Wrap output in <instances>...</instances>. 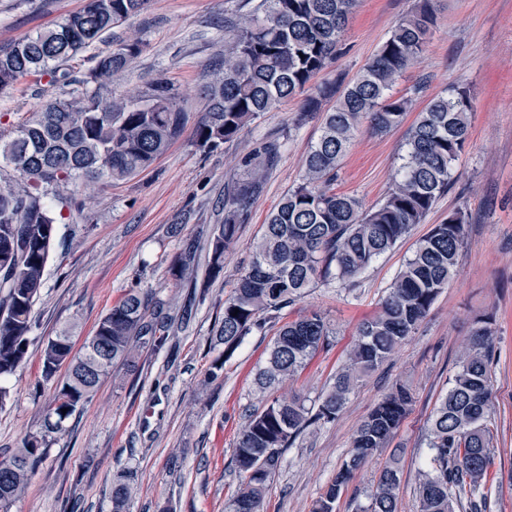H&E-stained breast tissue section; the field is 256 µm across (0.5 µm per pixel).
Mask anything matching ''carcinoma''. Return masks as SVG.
<instances>
[{
    "label": "carcinoma",
    "mask_w": 512,
    "mask_h": 512,
    "mask_svg": "<svg viewBox=\"0 0 512 512\" xmlns=\"http://www.w3.org/2000/svg\"><path fill=\"white\" fill-rule=\"evenodd\" d=\"M149 0H84L58 24L0 47V91L28 76L67 79L66 65L104 35L139 15ZM356 0H260L237 19L224 20V57L203 94L205 112L194 124L191 143L214 151L236 140L266 112L305 96L301 119L320 112L334 94L329 84H312L342 51L341 36ZM436 22L432 0L392 29L375 56L341 93L336 108L323 113L321 134L305 159L301 182L290 188L267 216L252 261L224 300L214 336L223 350L212 362L217 377L253 329H276L265 365L255 375L262 392L301 372L329 345L331 328L317 312L280 322L281 312L301 300L321 277L336 272L350 281L392 249L410 227L424 221L448 191L453 165L470 137L471 94L466 87L433 98L406 134L407 154L392 188L376 207L334 192L332 185L353 136L362 123L377 134L399 128L412 101L392 89L411 65L421 62ZM137 38L120 40L96 57L95 65L69 97L49 102L21 121L0 129V159L14 177H0V380L12 376L28 356L32 311L44 284L58 224L55 204L72 202L71 188L110 187L148 169L181 137L188 113L162 80L144 93L107 99L101 89L142 53ZM279 145L261 144L244 158L245 178L224 194V222L206 246L208 276L224 271L225 252L266 174ZM465 216L451 212L419 241L389 288L380 310L358 327L357 343L315 411L297 394L274 397L246 414L234 448L239 478L225 512H264L267 482L281 466L286 448L315 423L336 419L356 382L388 360L415 332L439 293L448 286L461 254ZM196 254L183 253L172 275L186 277ZM150 296L127 292L99 321L95 337L109 356L72 354L70 329L49 337L41 351L43 377L55 382L44 431L0 460V512L24 493L41 460L47 438L97 390L117 364L137 369L136 347L161 350L168 318L150 311ZM493 318L476 321L451 387L436 408L427 436L429 464L419 485L420 512H486L484 488L491 466L493 409L491 365ZM66 372L61 380L56 374ZM413 396L399 386L386 395L358 427L343 467L316 500L313 512H335L336 501L354 473L389 447ZM400 466L397 451L379 470L371 512H398ZM131 487L112 485V512H126Z\"/></svg>",
    "instance_id": "carcinoma-1"
}]
</instances>
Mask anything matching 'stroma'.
<instances>
[{
    "label": "stroma",
    "instance_id": "1",
    "mask_svg": "<svg viewBox=\"0 0 512 512\" xmlns=\"http://www.w3.org/2000/svg\"><path fill=\"white\" fill-rule=\"evenodd\" d=\"M258 0H151L149 8L114 29L116 39L139 38L142 54L108 93L146 91L162 77L190 118L205 108L201 89L224 51V20L247 14ZM84 0H0V46L60 22ZM416 0H358L343 37L344 52L317 83L344 88L377 53ZM437 23L421 64L407 68L393 87L411 98L408 121L428 100L453 87L472 97L470 138L451 185L425 220L412 226L354 284L318 282L283 310L292 320L320 313L333 333L329 345L291 380L286 393L314 404L333 384L360 322L374 314L417 242L462 211L466 236L457 271L427 317L375 372L351 391L335 421L310 427L269 479L267 512H312L315 500L347 460L354 433L395 386L410 389L413 404L392 443L403 448L398 512H417V489L426 468V438L441 398L451 386L460 352L476 316L494 312L493 388L496 411L488 495L491 512H512V0H434ZM65 91L28 77L0 92V114L18 120ZM302 99L265 113L237 140L203 152L188 136L175 140L146 171L94 195L76 190V204L58 218L64 253H52L33 310L27 362L10 379L11 397L0 406V457L41 433L53 392L43 380L41 349L49 336L74 325L82 345L129 290L149 293L152 308L175 325L160 352L139 354V373L112 369L90 400L52 435L25 492L9 512H111L112 481L132 488L126 512H224L239 480L233 470L237 434L247 410L262 398L254 374L267 357L272 329L247 336L218 376L210 366V339L224 300L252 258V245L268 213L299 184L320 119L300 120ZM275 140L280 157L255 196L238 239L217 278L204 256L185 280L170 266L177 255L205 248L224 219V189L242 179L241 160ZM406 131L356 133L333 184L363 208L380 203L406 154ZM383 457L355 472L336 512H370Z\"/></svg>",
    "mask_w": 512,
    "mask_h": 512
}]
</instances>
